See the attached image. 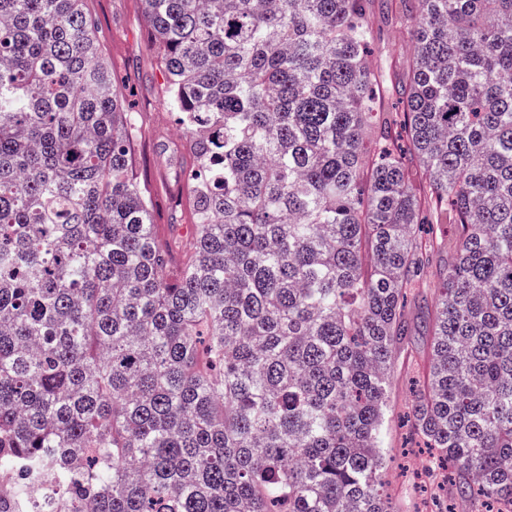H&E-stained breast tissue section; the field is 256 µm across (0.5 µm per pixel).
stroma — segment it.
I'll return each mask as SVG.
<instances>
[{"label":"stroma","instance_id":"obj_1","mask_svg":"<svg viewBox=\"0 0 512 512\" xmlns=\"http://www.w3.org/2000/svg\"><path fill=\"white\" fill-rule=\"evenodd\" d=\"M86 7L125 101L140 114L139 130L130 144L132 166L153 200L161 238H169L172 225L191 221L187 186L173 156L184 134L164 102L166 78L149 38L142 2L86 0ZM371 16L375 37L367 49L368 58L394 87H402L413 37L400 19L399 0H372ZM444 261V255H434L426 275L408 290L405 311L410 335L397 346L390 374L383 446L389 457L386 495L394 512H431L434 500L442 496L453 512H475L478 506L449 488L445 471L427 476L429 454L405 421L421 375L419 366L438 297L437 272Z\"/></svg>","mask_w":512,"mask_h":512}]
</instances>
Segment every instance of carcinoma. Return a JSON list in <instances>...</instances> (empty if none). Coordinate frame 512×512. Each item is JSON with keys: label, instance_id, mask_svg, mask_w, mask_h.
Listing matches in <instances>:
<instances>
[{"label": "carcinoma", "instance_id": "obj_1", "mask_svg": "<svg viewBox=\"0 0 512 512\" xmlns=\"http://www.w3.org/2000/svg\"><path fill=\"white\" fill-rule=\"evenodd\" d=\"M84 2L0 0V474L58 490L12 496L391 512L404 296L445 252L409 423L461 498L512 506V0H401L406 152L371 0H142L189 157L184 253Z\"/></svg>", "mask_w": 512, "mask_h": 512}]
</instances>
